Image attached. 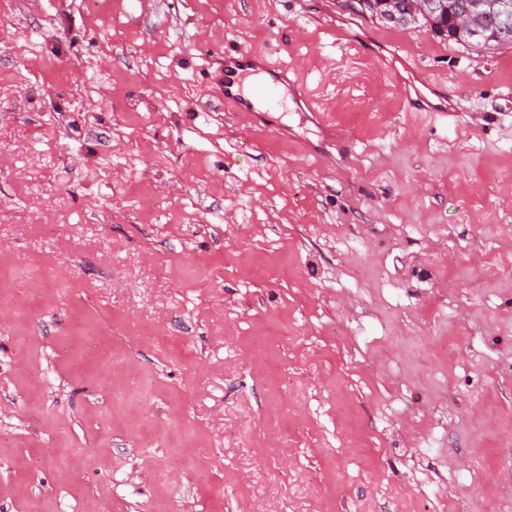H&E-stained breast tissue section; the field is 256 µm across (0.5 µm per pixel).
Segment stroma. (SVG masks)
<instances>
[{
	"label": "stroma",
	"instance_id": "1",
	"mask_svg": "<svg viewBox=\"0 0 512 512\" xmlns=\"http://www.w3.org/2000/svg\"><path fill=\"white\" fill-rule=\"evenodd\" d=\"M230 48L314 111L226 106ZM442 489L512 495V45L337 0H0V512Z\"/></svg>",
	"mask_w": 512,
	"mask_h": 512
}]
</instances>
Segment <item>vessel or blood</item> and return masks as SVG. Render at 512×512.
<instances>
[{
    "label": "vessel or blood",
    "mask_w": 512,
    "mask_h": 512,
    "mask_svg": "<svg viewBox=\"0 0 512 512\" xmlns=\"http://www.w3.org/2000/svg\"><path fill=\"white\" fill-rule=\"evenodd\" d=\"M256 76L257 81L250 92H243L241 78L244 74ZM290 90L298 107L309 104L304 92L288 76L284 67L267 63L259 54L235 50L224 55V102L239 112L256 109L271 111L282 90Z\"/></svg>",
    "instance_id": "b4317fda"
}]
</instances>
